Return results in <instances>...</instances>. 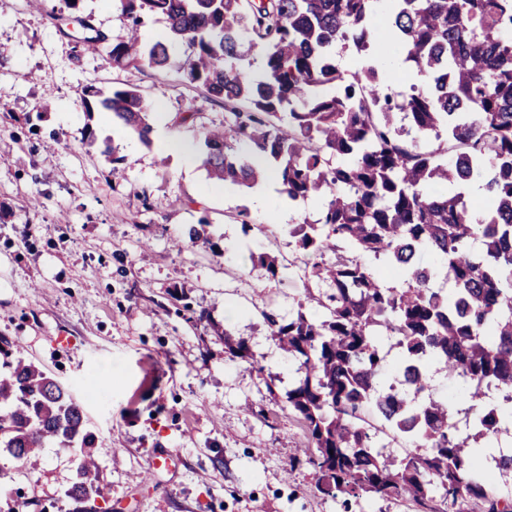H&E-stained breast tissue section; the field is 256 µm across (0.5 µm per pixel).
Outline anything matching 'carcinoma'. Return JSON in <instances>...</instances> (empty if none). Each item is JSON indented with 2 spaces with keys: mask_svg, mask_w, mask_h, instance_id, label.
Segmentation results:
<instances>
[{
  "mask_svg": "<svg viewBox=\"0 0 512 512\" xmlns=\"http://www.w3.org/2000/svg\"><path fill=\"white\" fill-rule=\"evenodd\" d=\"M384 25H370L381 2ZM125 40L116 66L163 68L166 41H141L149 15L167 22V41L189 45L184 71L224 102V124L203 127V164L215 182L252 188L280 174L291 201L324 200L314 224H290L295 246L320 257L305 266V287L326 311L265 315L271 336L302 376L285 400L303 422L302 451L316 487L332 498H407L423 512H512L497 494L448 400L428 393V368L460 379L475 412L471 434H494L507 418L486 390L512 408V0H121ZM88 32L95 51L105 36ZM364 55L387 45L420 77L409 91L382 89L379 66L347 73L336 43ZM260 47L263 78L242 61ZM85 93L147 144L151 105L134 87ZM248 103V110L239 104ZM436 147L419 149L411 132ZM485 191L481 210L467 193ZM481 249L471 248V242ZM430 254L434 262L422 261ZM402 279L387 287L382 272ZM451 283L434 287L438 276ZM396 339L404 387L383 371L378 338ZM225 353L248 357L224 333ZM0 448L24 464L48 442L80 452L66 496L91 506L102 496L88 451L94 435L82 409L51 375L0 347ZM412 442L399 463L379 435Z\"/></svg>",
  "mask_w": 512,
  "mask_h": 512,
  "instance_id": "cac0c4a2",
  "label": "carcinoma"
}]
</instances>
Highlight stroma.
I'll list each match as a JSON object with an SVG mask.
<instances>
[{
    "instance_id": "35a3bbf8",
    "label": "stroma",
    "mask_w": 512,
    "mask_h": 512,
    "mask_svg": "<svg viewBox=\"0 0 512 512\" xmlns=\"http://www.w3.org/2000/svg\"><path fill=\"white\" fill-rule=\"evenodd\" d=\"M79 8L106 36L96 53H83L63 0H0V341L81 404L105 507L418 512L408 499L321 494L285 402L300 372L263 314L324 316L300 278L308 257L284 232L315 222L321 199L289 205L275 192L260 206L254 191L210 180L201 130L223 122L224 105L187 82L188 47L170 43L161 69L115 66L119 0ZM88 86L136 87L153 108L150 144L87 112ZM45 100L53 108L38 114ZM187 110L196 119L177 122ZM202 221L211 242L191 243ZM254 252L276 257L279 277ZM226 332L249 359L225 354ZM161 452L167 464L152 468ZM76 468L75 452L53 445L24 466L0 451V512H71Z\"/></svg>"
}]
</instances>
